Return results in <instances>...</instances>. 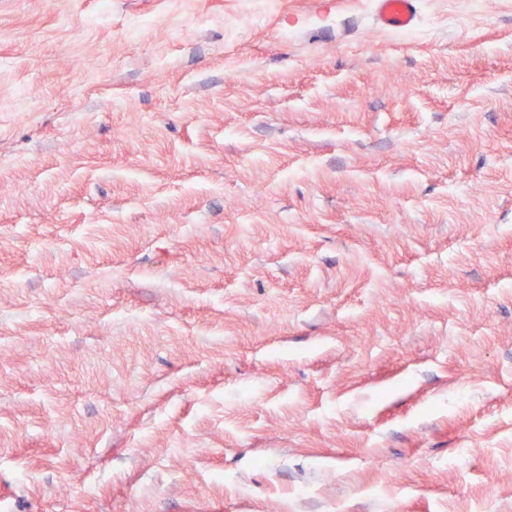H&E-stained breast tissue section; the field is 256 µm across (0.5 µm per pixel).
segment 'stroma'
I'll list each match as a JSON object with an SVG mask.
<instances>
[{
    "mask_svg": "<svg viewBox=\"0 0 512 512\" xmlns=\"http://www.w3.org/2000/svg\"><path fill=\"white\" fill-rule=\"evenodd\" d=\"M100 3L0 0V512H512V0ZM375 25L392 32L410 31L420 19L419 0H372Z\"/></svg>",
    "mask_w": 512,
    "mask_h": 512,
    "instance_id": "1",
    "label": "stroma"
}]
</instances>
